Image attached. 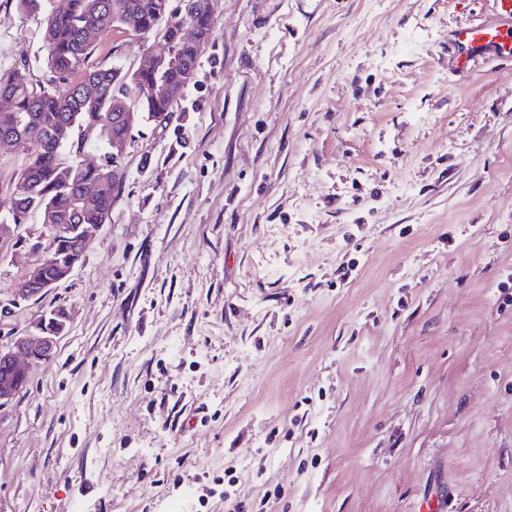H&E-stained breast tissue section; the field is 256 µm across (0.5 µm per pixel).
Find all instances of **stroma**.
Here are the masks:
<instances>
[{"mask_svg": "<svg viewBox=\"0 0 512 512\" xmlns=\"http://www.w3.org/2000/svg\"><path fill=\"white\" fill-rule=\"evenodd\" d=\"M494 9L212 0L72 275L13 302L51 229L0 242V345L67 315L0 409V512H512V56L449 41ZM0 72L47 84L16 0Z\"/></svg>", "mask_w": 512, "mask_h": 512, "instance_id": "1", "label": "stroma"}]
</instances>
